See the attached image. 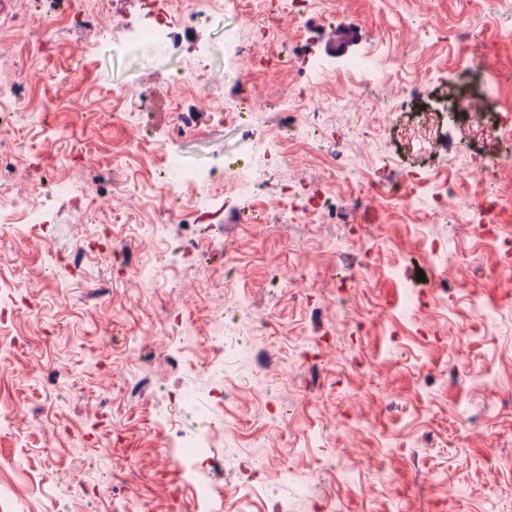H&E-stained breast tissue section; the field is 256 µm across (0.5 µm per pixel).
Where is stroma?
<instances>
[{"label": "stroma", "mask_w": 512, "mask_h": 512, "mask_svg": "<svg viewBox=\"0 0 512 512\" xmlns=\"http://www.w3.org/2000/svg\"><path fill=\"white\" fill-rule=\"evenodd\" d=\"M43 0H8L0 14V145L15 169L0 185V512H267L279 487L287 512H512V299L498 288L500 243L512 225L480 224L461 209L427 220L430 190L453 178L460 199L496 137L473 139L443 123L437 138L416 115L436 112L450 88L512 92V0H313L297 17L276 0L280 26L263 54L319 56L328 75L316 95L335 100L314 144L289 145L277 124L288 68L264 69L251 53L224 79L254 86L248 125L218 120L214 104L162 90L156 109L122 122L111 92L147 86L184 67L216 40L183 37L176 55L129 59L116 46L70 32L20 52L18 34ZM361 26L345 52L321 33ZM375 57L386 73L349 71ZM29 76L24 105L8 90ZM406 96V110L392 109ZM203 115L178 138L174 102ZM288 151L271 166L261 197L232 190L235 159L254 144ZM224 147V181L212 201L173 222L163 176L167 153L206 167ZM335 154L344 180L324 163ZM383 169L421 173L411 204L381 207L353 190ZM67 179L82 207L46 189ZM327 202L322 223L282 221L284 184ZM47 211L13 220L8 204ZM248 208L252 222L238 220ZM202 243L185 256L188 239ZM367 279L352 281L361 266ZM449 289H440V281ZM487 307L475 316L474 305ZM246 343L232 359L225 333ZM141 382L134 397L129 387ZM185 400L170 413L168 389ZM210 428L216 466L182 473L173 443ZM261 471L244 470L249 455ZM316 475L302 489L297 477ZM198 484L223 503L202 505Z\"/></svg>", "instance_id": "35a3bbf8"}]
</instances>
